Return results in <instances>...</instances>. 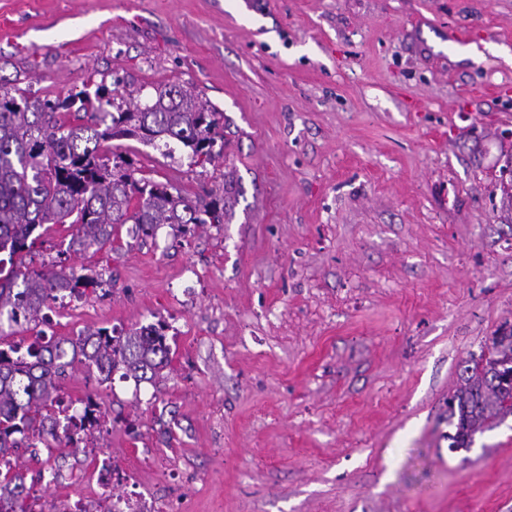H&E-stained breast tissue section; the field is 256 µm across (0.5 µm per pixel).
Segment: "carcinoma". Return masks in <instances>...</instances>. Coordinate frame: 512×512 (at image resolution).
Instances as JSON below:
<instances>
[{"label":"carcinoma","instance_id":"cac0c4a2","mask_svg":"<svg viewBox=\"0 0 512 512\" xmlns=\"http://www.w3.org/2000/svg\"><path fill=\"white\" fill-rule=\"evenodd\" d=\"M99 87L55 99L19 87L0 89V338L46 321L43 310L62 289L80 296L104 284L103 273L68 265L63 257L119 249V228L135 226L141 240L164 225L175 235L187 226L224 223L215 201L192 198L169 183L134 177L123 155L108 158L103 143L114 139L142 144L177 141L196 164L212 162L216 112L207 102L175 84L153 87L148 101L110 112ZM65 228L68 244L61 260L38 267L25 264L46 231ZM168 326L162 322L130 330L86 329L75 337L43 341L37 332L22 347H0V501L5 512H31L24 477L12 460L15 449L38 438L45 448H67L71 431L94 426L92 411L77 416L76 404L93 406L92 395L60 399V381L81 359L98 372V383L122 377L151 382L171 363ZM512 371V331L494 337L489 355L471 358L463 383L448 397L451 449H469L478 432L512 415V387L502 383Z\"/></svg>","mask_w":512,"mask_h":512}]
</instances>
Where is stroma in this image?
<instances>
[{"label": "stroma", "instance_id": "1", "mask_svg": "<svg viewBox=\"0 0 512 512\" xmlns=\"http://www.w3.org/2000/svg\"><path fill=\"white\" fill-rule=\"evenodd\" d=\"M87 82L207 101L211 164L121 150L224 222L75 258L112 286L44 333L161 320L172 361L68 369L110 432L46 475L19 449L46 508L107 457L110 494L169 512H512V416L448 448L465 361L512 327V0H0V86Z\"/></svg>", "mask_w": 512, "mask_h": 512}]
</instances>
